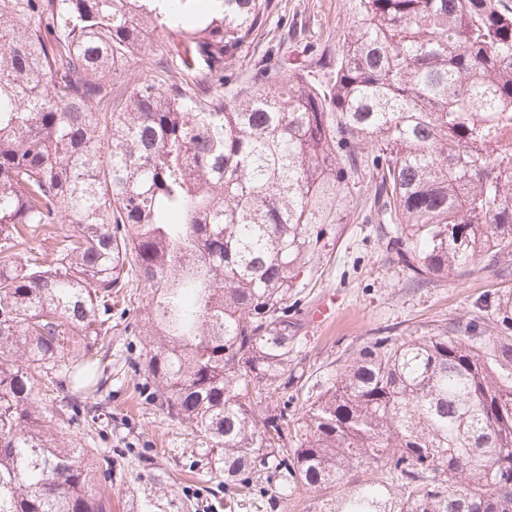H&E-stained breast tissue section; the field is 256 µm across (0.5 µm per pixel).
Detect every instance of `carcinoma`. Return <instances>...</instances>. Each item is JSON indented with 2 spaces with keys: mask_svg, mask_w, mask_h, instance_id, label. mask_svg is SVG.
I'll use <instances>...</instances> for the list:
<instances>
[{
  "mask_svg": "<svg viewBox=\"0 0 512 512\" xmlns=\"http://www.w3.org/2000/svg\"><path fill=\"white\" fill-rule=\"evenodd\" d=\"M274 0H0V512H512V289L463 335L380 336L307 399L280 394L300 340L288 290L341 187L373 205L420 280L512 274V6L359 0L317 81L251 52ZM173 37L175 75L112 78ZM255 81L224 99V70ZM67 225L66 229L59 225ZM50 240L52 245L43 246ZM149 346L147 398L199 439L203 489L173 494L150 458L122 466L58 435L112 420L120 299ZM65 391L56 408L38 403Z\"/></svg>",
  "mask_w": 512,
  "mask_h": 512,
  "instance_id": "cac0c4a2",
  "label": "carcinoma"
}]
</instances>
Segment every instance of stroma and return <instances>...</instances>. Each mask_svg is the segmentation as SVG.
Returning <instances> with one entry per match:
<instances>
[{"label": "stroma", "instance_id": "1", "mask_svg": "<svg viewBox=\"0 0 512 512\" xmlns=\"http://www.w3.org/2000/svg\"><path fill=\"white\" fill-rule=\"evenodd\" d=\"M359 0H280L283 13L304 31V45L290 48L280 67L310 65L312 48L335 55L357 15ZM370 175L361 171L356 186L346 191L349 217L342 224L324 225L317 252L292 297L303 303L302 339L292 355L299 380L295 397L304 402L310 391L334 375L344 361L379 336H425L435 328L471 317L476 301L498 288L512 289V279L493 272L449 275L427 284L416 283L378 236L365 223L370 212ZM324 320L314 321L318 308ZM112 423L85 430L64 427L66 437H78L83 448H108L119 462L138 456L157 460L161 468L179 473L196 443L184 428L173 425L134 390L144 379L147 348H126L123 337L112 339Z\"/></svg>", "mask_w": 512, "mask_h": 512}]
</instances>
